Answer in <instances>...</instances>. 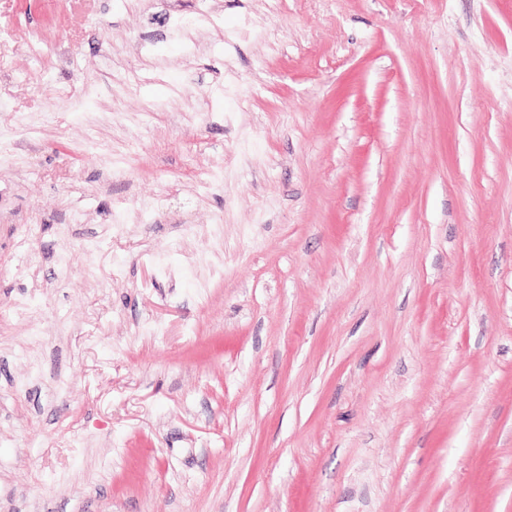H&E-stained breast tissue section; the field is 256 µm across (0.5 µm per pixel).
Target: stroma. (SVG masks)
Segmentation results:
<instances>
[{
    "label": "stroma",
    "mask_w": 512,
    "mask_h": 512,
    "mask_svg": "<svg viewBox=\"0 0 512 512\" xmlns=\"http://www.w3.org/2000/svg\"><path fill=\"white\" fill-rule=\"evenodd\" d=\"M0 512H512V0H0Z\"/></svg>",
    "instance_id": "obj_1"
}]
</instances>
